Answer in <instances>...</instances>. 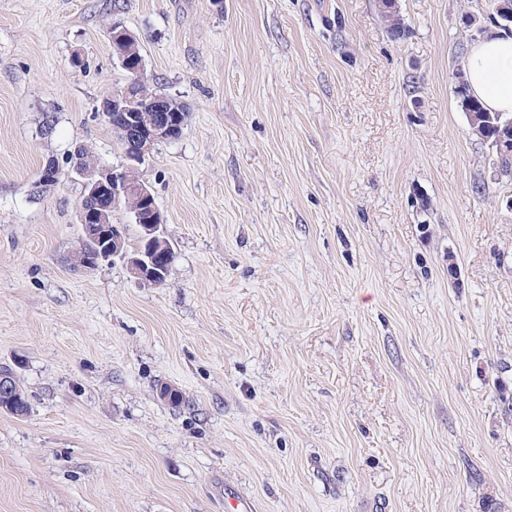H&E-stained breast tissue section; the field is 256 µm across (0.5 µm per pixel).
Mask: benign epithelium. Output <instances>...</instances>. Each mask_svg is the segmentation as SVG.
Segmentation results:
<instances>
[{
  "instance_id": "benign-epithelium-1",
  "label": "benign epithelium",
  "mask_w": 512,
  "mask_h": 512,
  "mask_svg": "<svg viewBox=\"0 0 512 512\" xmlns=\"http://www.w3.org/2000/svg\"><path fill=\"white\" fill-rule=\"evenodd\" d=\"M490 21L498 27L512 26V0H496ZM113 49L120 66L129 74L130 84L103 98L100 116L120 133L127 144L124 162L119 166L96 165L86 169L81 164L73 172L82 178L79 203L81 244L76 255L77 266L92 271L105 261H122L134 281L152 286L165 280L171 263L172 248L165 237L164 220L150 187L140 179L139 167L154 148L177 139L186 115L176 112L162 94L134 95L133 87L146 83L143 59L130 60L133 48L127 47L128 30L112 24ZM467 120L472 131L483 142H491L498 154L512 149V116L492 117L489 112H469ZM493 134L489 140L487 134ZM62 174L60 165L47 161L40 169L39 183L56 181ZM129 213L132 223L140 228L144 247H129L123 225L114 223L115 213ZM19 404L15 376L0 371V411L13 414Z\"/></svg>"
}]
</instances>
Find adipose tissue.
<instances>
[{
	"instance_id": "adipose-tissue-1",
	"label": "adipose tissue",
	"mask_w": 512,
	"mask_h": 512,
	"mask_svg": "<svg viewBox=\"0 0 512 512\" xmlns=\"http://www.w3.org/2000/svg\"><path fill=\"white\" fill-rule=\"evenodd\" d=\"M472 93L489 111L512 115V36L488 31L465 59Z\"/></svg>"
}]
</instances>
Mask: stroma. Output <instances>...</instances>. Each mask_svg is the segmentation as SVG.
<instances>
[{
	"mask_svg": "<svg viewBox=\"0 0 512 512\" xmlns=\"http://www.w3.org/2000/svg\"><path fill=\"white\" fill-rule=\"evenodd\" d=\"M398 6L0 0V512H512V176L454 93L488 0ZM116 21L188 112L158 288L75 269L81 182L36 184L123 161ZM20 400L23 406L19 404L17 383L15 376L9 371H0V411L17 416H26L30 410V401L28 395L18 384ZM17 406V407H16ZM16 407V410H15Z\"/></svg>",
	"mask_w": 512,
	"mask_h": 512,
	"instance_id": "stroma-1",
	"label": "stroma"
}]
</instances>
